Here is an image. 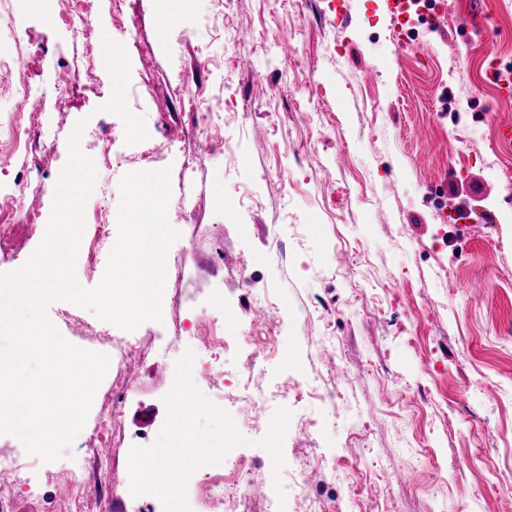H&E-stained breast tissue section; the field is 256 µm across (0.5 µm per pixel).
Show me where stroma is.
I'll return each instance as SVG.
<instances>
[{
	"label": "stroma",
	"mask_w": 512,
	"mask_h": 512,
	"mask_svg": "<svg viewBox=\"0 0 512 512\" xmlns=\"http://www.w3.org/2000/svg\"><path fill=\"white\" fill-rule=\"evenodd\" d=\"M62 7L0 0V58L22 63L41 111L0 169L14 189L0 212L34 217L0 274L40 245L80 122L97 172L86 218L105 197L116 224L121 178L162 143L151 167L170 171L179 237L161 321L126 331L49 307L66 340L110 364L62 457L28 483L0 475L12 512H156L130 464L184 446L228 472L246 463L249 490L278 512H512V148L496 136L512 97L486 76L490 61L512 66V0H443L433 26L394 18L387 0H125L129 30L94 0L100 38L78 47L46 20ZM472 13L491 37L466 34ZM83 56L95 68L59 99ZM107 139L124 165L100 161ZM185 142L202 147L188 185ZM462 199L464 236L448 222ZM204 317L224 325L221 355L198 339ZM129 340L142 350L130 375ZM186 372L216 407L179 431L169 381ZM123 375L134 448L100 426Z\"/></svg>",
	"instance_id": "obj_1"
}]
</instances>
